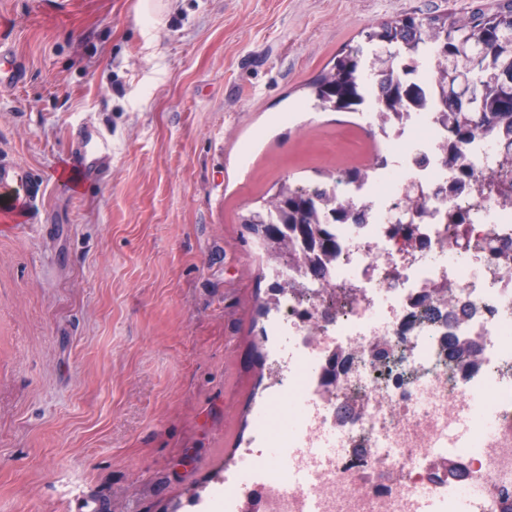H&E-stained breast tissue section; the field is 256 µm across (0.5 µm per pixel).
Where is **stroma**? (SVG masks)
Listing matches in <instances>:
<instances>
[{
	"mask_svg": "<svg viewBox=\"0 0 512 512\" xmlns=\"http://www.w3.org/2000/svg\"><path fill=\"white\" fill-rule=\"evenodd\" d=\"M498 0H0L26 76L0 87V154L47 186L0 188V512H206L278 391L269 277L242 215L283 180L372 163L361 115L308 85L372 25ZM107 180L58 174L76 131ZM74 164L70 171L82 176L84 169L95 171L109 158L110 145L104 135L88 125L80 126Z\"/></svg>",
	"mask_w": 512,
	"mask_h": 512,
	"instance_id": "obj_1",
	"label": "stroma"
}]
</instances>
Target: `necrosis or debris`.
<instances>
[{
    "instance_id": "1",
    "label": "necrosis or debris",
    "mask_w": 512,
    "mask_h": 512,
    "mask_svg": "<svg viewBox=\"0 0 512 512\" xmlns=\"http://www.w3.org/2000/svg\"><path fill=\"white\" fill-rule=\"evenodd\" d=\"M441 108L427 85L384 125L388 147L404 149L398 167L338 187L363 218L332 225L340 250L322 258L325 280L301 263L269 271L288 285L277 318L287 376L282 400L255 412L262 446L230 471L240 512H417L425 495L430 512H512V262L485 248L512 252V206L479 188L497 170L489 138L461 157L477 181L454 190L433 152ZM414 185L427 194L415 236L392 235L391 206ZM452 212L469 248L448 231ZM329 282L346 303L331 304ZM457 339L478 343L473 366L451 359ZM383 342L404 359H375Z\"/></svg>"
}]
</instances>
